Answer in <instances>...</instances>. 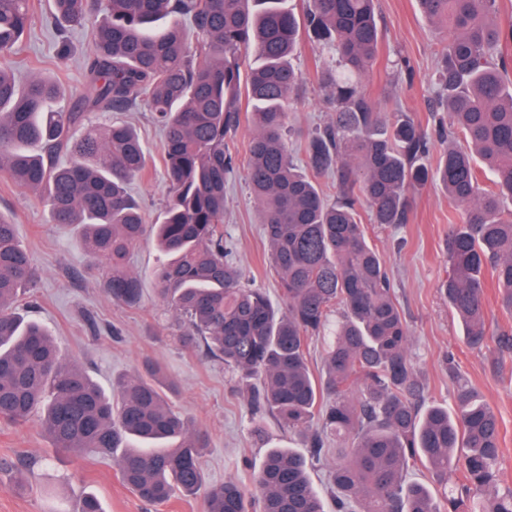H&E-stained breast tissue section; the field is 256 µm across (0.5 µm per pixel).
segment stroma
Listing matches in <instances>:
<instances>
[{
    "instance_id": "35a3bbf8",
    "label": "stroma",
    "mask_w": 512,
    "mask_h": 512,
    "mask_svg": "<svg viewBox=\"0 0 512 512\" xmlns=\"http://www.w3.org/2000/svg\"><path fill=\"white\" fill-rule=\"evenodd\" d=\"M35 18L25 50L15 58L21 74L36 71L58 77L66 88L65 109H75L85 91L83 58L90 28L71 36L74 52L67 64L56 56L57 38L47 25L50 0H33ZM380 29L375 65L362 79L364 92L381 110L397 107L425 127H433L436 101L434 67L443 41L436 24L422 15L417 0H376ZM405 59L408 70L397 67ZM331 54H319L302 40L292 63L304 82L288 109L289 139L300 145L316 125L332 113L328 90L319 71L331 68ZM122 120L137 130L147 152V168L135 177L131 191L147 223L162 221L169 198L164 160V134L151 114L139 109ZM0 213L11 217L20 242L39 272L37 285L20 303V312L41 322L53 335L63 358L84 368L104 389L120 377L144 372L146 364L160 367L174 388L172 405L203 431L208 446L202 458L206 483L227 479L251 482L271 445L305 451L301 437L268 414L254 413L250 385L209 359L199 342L186 341L179 318L158 296L156 272L166 262L151 238L131 248L128 266L142 288L139 305L114 303L106 293L107 274L87 259L75 228L50 223L35 194L0 176ZM367 237L383 252L394 282L397 303L409 325L413 357L425 385V404L453 406L450 371L476 388L494 409L501 426L500 484L512 487V346L470 348L461 320L440 292L448 274L444 241L450 218L458 210L438 183L414 193L406 223L384 227L370 223ZM224 228L232 241L244 280L265 289L278 301L277 278L268 260V243L260 224L259 206L242 175H233L224 189ZM96 494L105 512H203L202 495H175L148 505L122 484L112 457L88 452L73 457L55 451L38 423L0 421V512H75L80 498Z\"/></svg>"
}]
</instances>
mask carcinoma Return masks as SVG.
<instances>
[{
  "label": "carcinoma",
  "instance_id": "carcinoma-1",
  "mask_svg": "<svg viewBox=\"0 0 512 512\" xmlns=\"http://www.w3.org/2000/svg\"><path fill=\"white\" fill-rule=\"evenodd\" d=\"M58 59L72 52L68 34L95 19L76 111L55 108L64 94L52 78L21 83L11 64L33 21L30 0H0V174L39 196L50 222L81 229L92 263L106 262L112 300L141 299L128 270L133 245L155 238L171 259L157 284L184 319L186 339L245 381L251 402L310 443V458L270 449L255 487L234 479L205 486L206 437L170 403L160 370L120 377L108 395L64 360L51 335L17 311L36 270L17 225L0 214V419L40 415L52 446L111 455L121 481L152 504L205 491L204 512H325L310 464L330 470L336 512H512V489L498 488L499 419L478 391L449 369L454 407L421 409L424 387L410 354L411 334L395 301L384 255L367 239L360 207L375 224L407 221L411 195L438 181L461 209L448 225L450 272L441 292L465 325L472 348L509 334L487 329L486 282L512 312V78L502 55L512 25L495 22L499 0H417L444 29L438 67L437 137L448 141L432 170L424 162L431 133L402 111L377 110L361 91L373 66L379 30L375 0H52ZM185 18L202 35L190 49ZM335 49L330 104L336 116L310 133L300 166L285 134L286 107L302 84L294 68L300 34ZM254 55L256 63L242 61ZM254 110L246 181L261 208L269 265L281 304L243 283L224 234V184L237 162L226 140L239 126V104ZM143 108L165 137L171 198L164 220L145 222L129 191L147 165L136 129L107 113ZM480 159L492 174L482 187ZM336 180L332 202L317 181ZM336 318L321 373L308 361L309 340ZM427 463L461 483L439 501L410 464Z\"/></svg>",
  "mask_w": 512,
  "mask_h": 512
}]
</instances>
